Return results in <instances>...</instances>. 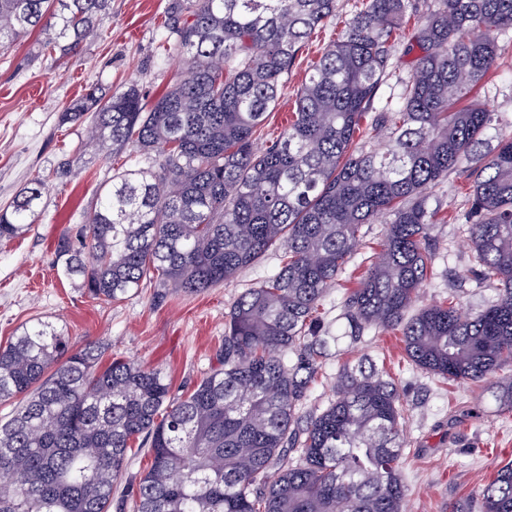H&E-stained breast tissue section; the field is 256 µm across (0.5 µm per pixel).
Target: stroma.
Here are the masks:
<instances>
[{"instance_id": "stroma-1", "label": "stroma", "mask_w": 512, "mask_h": 512, "mask_svg": "<svg viewBox=\"0 0 512 512\" xmlns=\"http://www.w3.org/2000/svg\"><path fill=\"white\" fill-rule=\"evenodd\" d=\"M170 2L110 0L102 26L74 55L40 56L32 35L0 48V207L32 178L46 184L27 233L0 241V344L40 318L62 327L75 346L98 341L112 355L161 369L173 396L183 397L220 368L226 313L239 295L275 271L278 254H267L202 293L147 281L116 303L89 298L54 263L59 239L86 224L98 190L128 166L126 155L106 159L95 152L88 142L90 120L64 123L61 114L94 87L110 93L134 83L150 101L166 92L184 69L179 57L163 49ZM352 4L339 0L335 23L303 48L285 74L268 132L279 133L287 125L310 61L350 18ZM498 43L497 65L477 93L507 131L512 130V29ZM464 182L453 172L429 191L430 207L439 208L448 221L434 227V272L419 305L440 301L452 289L472 312L496 298L494 285H477L462 242L470 209L461 192ZM352 354L383 365L409 404L402 468L408 488L405 512H451L458 503L480 512V491L512 460V416L483 388L461 383L451 391L407 364L404 345L393 334L367 333Z\"/></svg>"}]
</instances>
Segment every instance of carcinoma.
Listing matches in <instances>:
<instances>
[{
  "mask_svg": "<svg viewBox=\"0 0 512 512\" xmlns=\"http://www.w3.org/2000/svg\"><path fill=\"white\" fill-rule=\"evenodd\" d=\"M108 0H0V47L32 31L38 53H77ZM338 0H172L166 51L184 75L148 105L131 84L91 90L61 115L92 120L105 158L141 167L112 176L88 224L56 246L67 277L119 301L145 281L201 292L269 251L277 271L246 289L224 320L221 368L187 397L165 374L102 347L73 348L37 319L0 345V512H111L112 489L140 438L151 464L132 512H404L406 407L366 357L344 361L336 399L302 412L331 346L397 331L416 368L492 386L512 412V131L473 89L512 29V0H359L295 93L292 120L258 144L281 79ZM420 52L397 111L375 110L409 21ZM497 134L487 161L480 148ZM464 171L466 245L478 284L498 293L478 312L455 291L410 313L432 273L428 189ZM35 178L0 209V240L21 236L42 195ZM389 218L344 300L345 329L320 312L365 236ZM482 512H512V462L481 491Z\"/></svg>",
  "mask_w": 512,
  "mask_h": 512,
  "instance_id": "cac0c4a2",
  "label": "carcinoma"
}]
</instances>
